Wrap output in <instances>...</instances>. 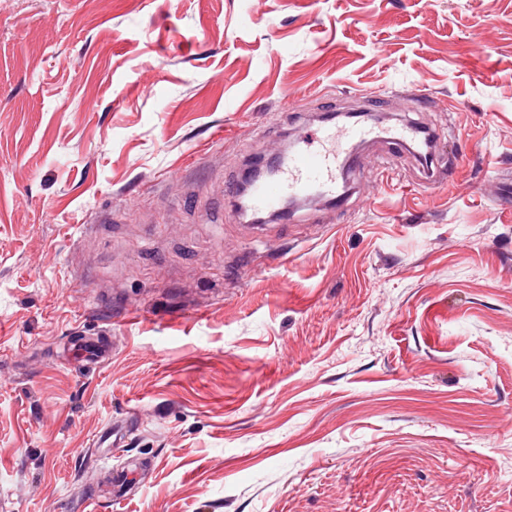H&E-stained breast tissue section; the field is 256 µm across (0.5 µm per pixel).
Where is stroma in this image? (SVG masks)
I'll return each instance as SVG.
<instances>
[{"instance_id": "stroma-1", "label": "stroma", "mask_w": 512, "mask_h": 512, "mask_svg": "<svg viewBox=\"0 0 512 512\" xmlns=\"http://www.w3.org/2000/svg\"><path fill=\"white\" fill-rule=\"evenodd\" d=\"M351 111L437 163L225 199ZM511 181L512 0H0V512H512ZM75 357L85 361H105L112 358V344L100 341L98 343L86 344L82 337L75 339Z\"/></svg>"}]
</instances>
